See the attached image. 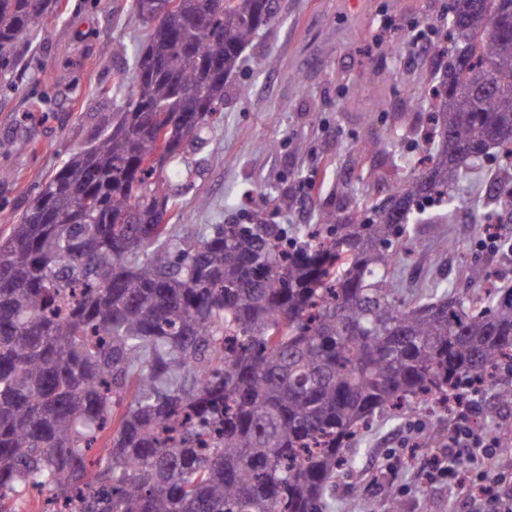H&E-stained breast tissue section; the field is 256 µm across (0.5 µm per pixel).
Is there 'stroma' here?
<instances>
[{"mask_svg": "<svg viewBox=\"0 0 512 512\" xmlns=\"http://www.w3.org/2000/svg\"><path fill=\"white\" fill-rule=\"evenodd\" d=\"M449 2L274 0L273 23L226 81L205 148L165 169L180 191L167 223L199 232L257 214L295 228L340 211L349 197L383 198L394 155L424 154L419 102L442 73V59L418 52L410 29L445 31ZM145 34L131 0H57L21 39L16 65L0 72V214L27 209L111 122L128 93L121 73ZM367 143L373 152H362ZM481 230L462 208L454 223L413 225L394 271L401 297L471 292L462 273ZM414 421L436 430L429 447L410 440ZM449 429L447 412L420 403L396 419L376 416L347 448L353 464L337 476L327 512H387L393 496L402 512H449L447 484L421 483L406 464L412 454L439 455Z\"/></svg>", "mask_w": 512, "mask_h": 512, "instance_id": "obj_1", "label": "stroma"}]
</instances>
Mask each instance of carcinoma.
I'll return each instance as SVG.
<instances>
[{
	"label": "carcinoma",
	"mask_w": 512,
	"mask_h": 512,
	"mask_svg": "<svg viewBox=\"0 0 512 512\" xmlns=\"http://www.w3.org/2000/svg\"><path fill=\"white\" fill-rule=\"evenodd\" d=\"M51 0H0V68ZM148 25L111 128L0 236V512H325L376 413L498 385L512 286L479 262L466 300L399 298L395 240L449 218L490 149L512 155V0H453L441 147L359 220L323 232L164 223L166 164L201 148L273 0H132ZM445 212L427 214L437 202ZM470 198V223L489 203Z\"/></svg>",
	"instance_id": "obj_1"
}]
</instances>
